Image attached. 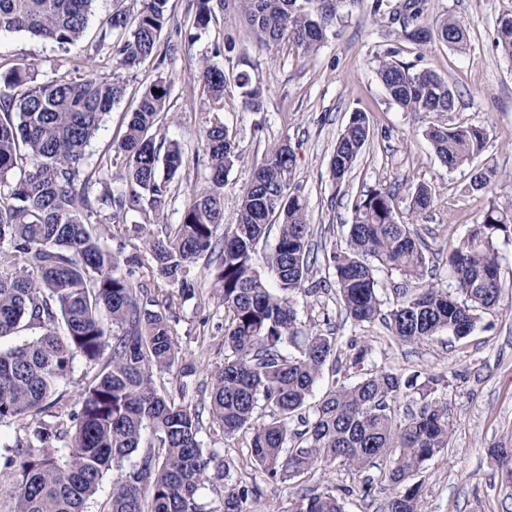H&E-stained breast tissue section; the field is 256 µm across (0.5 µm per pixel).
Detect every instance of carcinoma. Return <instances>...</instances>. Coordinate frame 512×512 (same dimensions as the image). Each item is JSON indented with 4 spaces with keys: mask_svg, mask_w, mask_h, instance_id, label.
<instances>
[{
    "mask_svg": "<svg viewBox=\"0 0 512 512\" xmlns=\"http://www.w3.org/2000/svg\"><path fill=\"white\" fill-rule=\"evenodd\" d=\"M93 0H0V32L30 31L59 45L81 41ZM135 15L117 7L100 31L96 52L112 56L115 69L137 67L157 57L167 22L168 0H139ZM344 0H197L193 26L205 29L220 16L240 14L265 43H290L312 56L341 18ZM426 0H371L370 14L400 25L401 38L430 42ZM438 40L456 50L466 45L467 25L453 15L436 23ZM495 48L512 59V13L497 22ZM392 48L378 59L377 76L390 100L405 112H450L456 94L438 73L415 69ZM201 80L213 99H224L227 77L209 58ZM245 104L257 110L261 92L246 71L237 73ZM169 86L159 81L128 113L112 155L96 167L115 176L81 177L87 147L103 115L124 95L120 76L75 81L65 74L36 83L25 64H0V339L27 325L37 337L0 349V426L19 432L0 444V495L13 512H88L108 471H119L100 512H205L201 495L210 482L214 454L198 439L200 411L169 397L158 376L180 366L166 308L150 289L161 282L170 294L195 295L198 261L209 262L213 287L224 303V364L212 377L209 429L232 438L243 434L250 459L275 484L297 491L288 512H345L343 499L359 492L374 499L375 479L357 488L319 490L304 485L323 465L364 472L389 459L391 492L384 512H422V483L415 477L448 449L450 422L443 378L422 382L375 367L362 371L368 347L349 341V367L360 371L347 383L336 337L317 329L302 334L296 297L313 296L327 281L310 279L318 258L334 271L346 317L356 323L381 320L404 342L421 343L448 332L463 339L481 314L500 302L499 261L494 239L512 235V211L494 204L482 212L470 235L448 256L456 281L449 293L426 284L429 268L422 243L399 221L393 192L375 189L353 204L346 245L317 256L311 224L300 196L290 191L294 154L273 146L239 196L237 223H224V182L240 160L235 137L221 121L205 133L209 173L193 188L180 222L160 224L145 235L184 166L179 142L157 139ZM371 135L367 113L356 111L338 137L329 160L336 188L346 182ZM425 137L440 164L452 171L468 165L486 147L482 126L433 124ZM495 171H474L469 189H489ZM432 189L418 186L413 211L430 208ZM138 213L144 223L127 224ZM112 223H102L105 215ZM278 225L264 266L275 275L269 288L257 268L258 246ZM119 241L118 251L106 239ZM145 246L148 264L125 257ZM405 278L389 308L378 295L376 265ZM96 368L79 397L55 395L73 371L76 357ZM335 384L311 402L326 370ZM416 409L399 413V401ZM261 422L255 423V416ZM147 450L140 451L142 443ZM234 463L224 461V512H242L257 494L232 481Z\"/></svg>",
    "mask_w": 512,
    "mask_h": 512,
    "instance_id": "carcinoma-1",
    "label": "carcinoma"
}]
</instances>
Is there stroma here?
Returning <instances> with one entry per match:
<instances>
[{
  "label": "stroma",
  "instance_id": "35a3bbf8",
  "mask_svg": "<svg viewBox=\"0 0 512 512\" xmlns=\"http://www.w3.org/2000/svg\"><path fill=\"white\" fill-rule=\"evenodd\" d=\"M114 5V0H94L79 47L92 59L81 69L73 67L79 49L24 31L0 33V60L30 64L39 82L59 73L73 74L78 81L111 78L112 61L94 54L93 46L101 21ZM196 6L197 0H169L158 61L122 71L125 94L105 115L87 148L90 157L111 153L123 135L126 112L146 87L165 80L170 85V121L160 134L182 143L185 165L159 213L160 222L177 223L191 188L207 175L202 138L219 120L234 133L241 156L224 184L225 223H235L238 197L268 147L285 143L295 156L290 187L306 204L315 244L343 242L354 202L370 190L387 188L395 194L400 219L425 244L431 284L454 290L449 251L467 238L488 205L512 209V59L494 47L496 21L512 12V0H428L427 25H435L446 14L467 23V45L460 51L436 41L420 47L402 43L395 25L373 20L367 0H346L341 20L309 58L287 44L261 43L240 17L221 19L208 30L195 32ZM228 35L234 36L236 49L218 60L229 83L223 101L216 102L203 89L199 62ZM393 47L400 48L403 61L447 79L457 94L453 111L412 114L388 99L376 65L378 57ZM242 70L262 88L260 111L246 108L234 82ZM358 110L367 113L373 137L347 184L338 190L329 178V159L352 112ZM437 122L486 128L487 147L473 167H496L498 179L488 192L468 191L472 167L451 172L439 163L423 134ZM421 184L432 188L434 202L416 214L411 210L412 193ZM496 248L501 303L463 339L443 332L419 344L400 341L382 322L358 324L347 319L332 288L298 302L303 328L330 326L343 349L353 337L368 345L365 368L383 367L405 377L442 376L452 438L448 450L432 460L421 477L425 512H512V484L502 477L493 454L494 449L512 447V237L497 238ZM170 319L174 340L194 371L184 378L163 375L160 386L182 403L207 404L211 377L224 361V305L209 275H201L192 299L175 300ZM199 439L206 451L234 461L233 478L258 486L259 496L244 503L243 512H286L293 487L268 483L251 464L242 442L205 430Z\"/></svg>",
  "mask_w": 512,
  "mask_h": 512
}]
</instances>
